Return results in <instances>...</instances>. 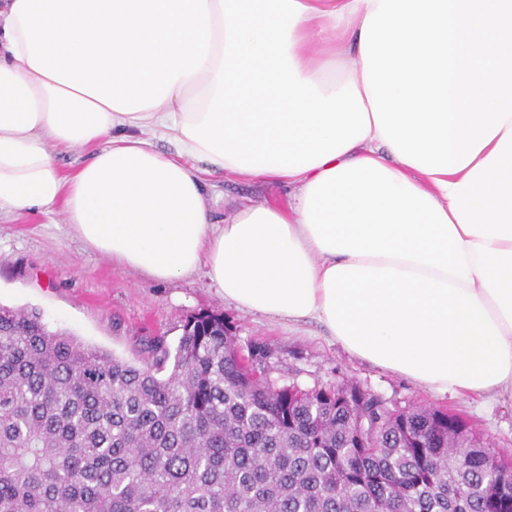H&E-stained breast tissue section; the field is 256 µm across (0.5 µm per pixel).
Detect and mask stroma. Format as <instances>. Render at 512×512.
Wrapping results in <instances>:
<instances>
[{
    "mask_svg": "<svg viewBox=\"0 0 512 512\" xmlns=\"http://www.w3.org/2000/svg\"><path fill=\"white\" fill-rule=\"evenodd\" d=\"M284 186L246 175L207 177L212 216L223 222L240 205H265ZM0 305L36 309L52 330L138 364L153 337L176 347L187 318L203 311L223 314L240 345L258 341L273 351L270 376L302 387L346 382L387 401L447 409L463 417L494 451L512 456V398H480L431 392L412 381L352 356L313 321L276 323L239 311L204 272L156 280L120 266L85 244L69 228L62 208L0 216Z\"/></svg>",
    "mask_w": 512,
    "mask_h": 512,
    "instance_id": "obj_1",
    "label": "stroma"
}]
</instances>
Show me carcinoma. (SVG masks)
Here are the masks:
<instances>
[{"label": "carcinoma", "instance_id": "obj_1", "mask_svg": "<svg viewBox=\"0 0 512 512\" xmlns=\"http://www.w3.org/2000/svg\"><path fill=\"white\" fill-rule=\"evenodd\" d=\"M246 350L200 312L136 365L0 306V512H512V458L460 416Z\"/></svg>", "mask_w": 512, "mask_h": 512}]
</instances>
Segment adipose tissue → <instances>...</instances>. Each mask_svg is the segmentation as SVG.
<instances>
[{
  "mask_svg": "<svg viewBox=\"0 0 512 512\" xmlns=\"http://www.w3.org/2000/svg\"><path fill=\"white\" fill-rule=\"evenodd\" d=\"M378 5L0 0V212L62 205L121 265L205 270L237 308L315 321L430 390L512 396V120L459 172L402 162L363 82ZM75 147L93 154L67 176ZM213 171L288 195L217 224Z\"/></svg>",
  "mask_w": 512,
  "mask_h": 512,
  "instance_id": "adipose-tissue-1",
  "label": "adipose tissue"
}]
</instances>
